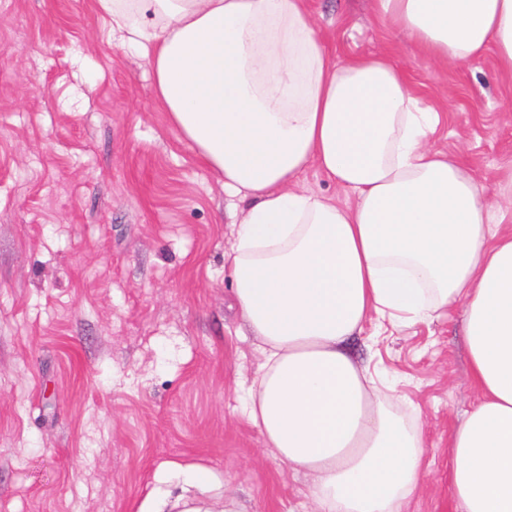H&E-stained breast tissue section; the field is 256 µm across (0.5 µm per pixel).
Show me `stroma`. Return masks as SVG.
I'll list each match as a JSON object with an SVG mask.
<instances>
[{
    "mask_svg": "<svg viewBox=\"0 0 512 512\" xmlns=\"http://www.w3.org/2000/svg\"><path fill=\"white\" fill-rule=\"evenodd\" d=\"M338 63L388 53L431 140L484 183L512 158V74L389 29L376 0H308ZM224 183L155 100L150 66L94 0H0V512H139L169 464L215 474L244 512H312L242 409L263 361L224 273ZM461 313L360 337L419 421L425 478L404 512H452L448 434L475 400Z\"/></svg>",
    "mask_w": 512,
    "mask_h": 512,
    "instance_id": "obj_1",
    "label": "stroma"
}]
</instances>
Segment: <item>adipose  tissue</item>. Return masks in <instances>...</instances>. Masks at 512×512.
I'll return each mask as SVG.
<instances>
[{
    "label": "adipose tissue",
    "instance_id": "1",
    "mask_svg": "<svg viewBox=\"0 0 512 512\" xmlns=\"http://www.w3.org/2000/svg\"><path fill=\"white\" fill-rule=\"evenodd\" d=\"M152 67L169 124L246 205L228 256L234 300L264 362L247 410L280 463L310 475L315 512H402L422 483L419 426L350 352L372 321L463 308L476 394L448 438L455 512H512V227L457 157L438 113L384 53L339 65L307 0H95ZM422 53L493 52L512 73V0H377ZM355 198L295 185L309 165ZM184 471L140 512H238Z\"/></svg>",
    "mask_w": 512,
    "mask_h": 512
}]
</instances>
